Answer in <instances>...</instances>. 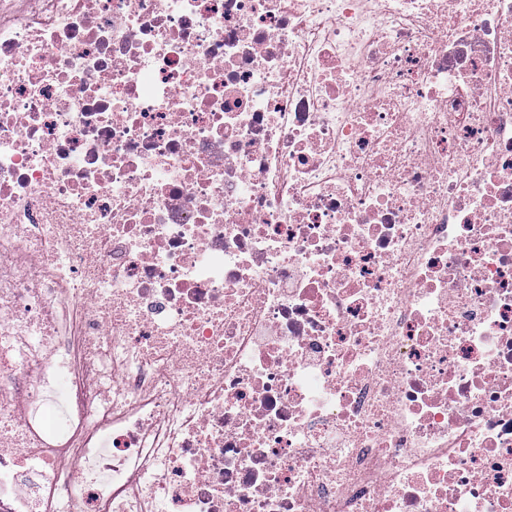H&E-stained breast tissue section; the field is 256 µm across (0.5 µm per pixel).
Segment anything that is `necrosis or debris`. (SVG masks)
Segmentation results:
<instances>
[{
  "label": "necrosis or debris",
  "mask_w": 512,
  "mask_h": 512,
  "mask_svg": "<svg viewBox=\"0 0 512 512\" xmlns=\"http://www.w3.org/2000/svg\"><path fill=\"white\" fill-rule=\"evenodd\" d=\"M0 512H512V0H0Z\"/></svg>",
  "instance_id": "1"
}]
</instances>
